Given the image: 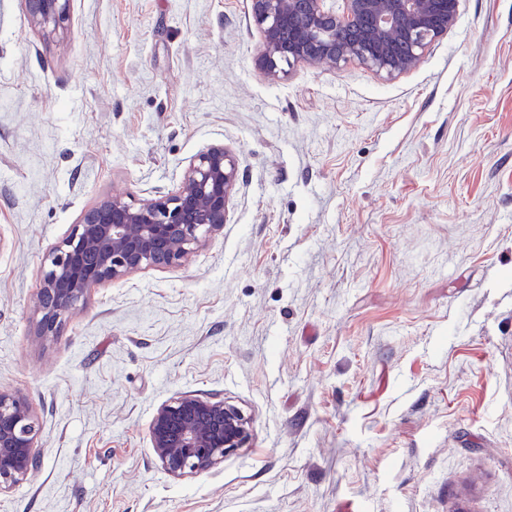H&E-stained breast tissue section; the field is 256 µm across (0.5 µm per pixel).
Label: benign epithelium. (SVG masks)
I'll return each mask as SVG.
<instances>
[{
	"label": "benign epithelium",
	"mask_w": 512,
	"mask_h": 512,
	"mask_svg": "<svg viewBox=\"0 0 512 512\" xmlns=\"http://www.w3.org/2000/svg\"><path fill=\"white\" fill-rule=\"evenodd\" d=\"M251 0L261 34L259 66L270 80L306 63L336 67L358 61L388 78L413 69L425 49L454 26L459 0ZM31 22L53 31L70 0H25ZM237 157L211 146L190 158L178 187L138 204L105 197L84 212L46 257L36 314L37 336L59 335L66 316L92 289L146 269L181 266L207 238L223 232ZM38 423L29 401L0 390V494L38 470ZM156 459L173 478L196 475L249 447L250 416L222 398L177 396L149 426Z\"/></svg>",
	"instance_id": "obj_1"
}]
</instances>
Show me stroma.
<instances>
[{"label":"stroma","instance_id":"1","mask_svg":"<svg viewBox=\"0 0 512 512\" xmlns=\"http://www.w3.org/2000/svg\"><path fill=\"white\" fill-rule=\"evenodd\" d=\"M250 0H0V390L43 466L0 512H512V0H460L388 79L258 66ZM243 178L189 263L37 336L46 253L97 200ZM218 396L250 447L175 479L155 409ZM34 26L51 32L61 27L67 20L70 0H24Z\"/></svg>","mask_w":512,"mask_h":512}]
</instances>
